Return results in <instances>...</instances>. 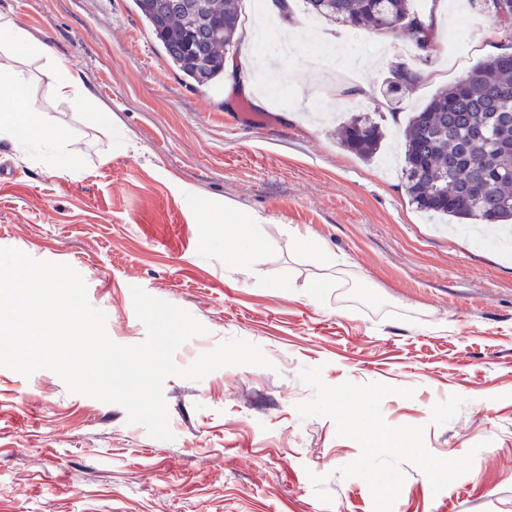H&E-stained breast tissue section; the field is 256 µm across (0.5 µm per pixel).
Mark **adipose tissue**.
<instances>
[{
  "label": "adipose tissue",
  "mask_w": 512,
  "mask_h": 512,
  "mask_svg": "<svg viewBox=\"0 0 512 512\" xmlns=\"http://www.w3.org/2000/svg\"><path fill=\"white\" fill-rule=\"evenodd\" d=\"M34 61L39 62V71L59 103L82 112L93 101L92 93L78 79L44 58L13 16L0 13V137L15 142L36 137L63 158L76 160L82 153L78 143L47 119L35 98L19 92L31 79L28 65Z\"/></svg>",
  "instance_id": "1"
}]
</instances>
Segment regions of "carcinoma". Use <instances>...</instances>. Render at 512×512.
I'll return each mask as SVG.
<instances>
[{
  "label": "carcinoma",
  "instance_id": "1",
  "mask_svg": "<svg viewBox=\"0 0 512 512\" xmlns=\"http://www.w3.org/2000/svg\"><path fill=\"white\" fill-rule=\"evenodd\" d=\"M242 0H134L167 61L194 87L224 80V53L237 43ZM309 12L377 34L400 26L409 45L430 53L433 22L416 15L410 0H304ZM481 10L512 40V0H480ZM385 81L396 97L422 82L421 70L393 65ZM340 145L364 160L380 149L382 123L366 113L337 131ZM412 204L441 220L512 223V52L491 56L469 74L438 89L407 122L401 168Z\"/></svg>",
  "mask_w": 512,
  "mask_h": 512
}]
</instances>
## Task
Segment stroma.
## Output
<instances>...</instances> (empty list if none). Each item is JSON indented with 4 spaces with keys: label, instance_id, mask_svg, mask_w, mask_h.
Instances as JSON below:
<instances>
[{
    "label": "stroma",
    "instance_id": "1",
    "mask_svg": "<svg viewBox=\"0 0 512 512\" xmlns=\"http://www.w3.org/2000/svg\"><path fill=\"white\" fill-rule=\"evenodd\" d=\"M299 49L274 102L232 72L255 55L229 50L221 84L195 89L162 54L132 0H0L95 108L70 111L43 77L27 95L85 148L70 169L32 142L0 138V247L72 266L120 345L144 340L131 289L189 311L207 329L178 365L238 337L271 368L226 367L203 380L167 378L174 440L151 438L125 410L69 393L53 371L0 367V512H373L367 484L341 478L360 454L333 419L300 418L312 391L302 368L331 386L378 382L393 426L425 429L442 458L475 451L441 492L406 467L393 512H512V250L498 225L451 233L409 200L401 175L404 117L440 87L504 48L474 0H411L434 13L435 47L406 49L317 19L293 0ZM258 58V57H255ZM431 73L406 95L400 120L381 95L397 59ZM275 42L258 58L276 80ZM277 115L274 129L237 126L240 101ZM112 114L98 119V105ZM386 113L387 136L366 162L336 141L340 118ZM239 219L243 229L225 231ZM335 259L333 283L298 241ZM251 248L250 273L237 260Z\"/></svg>",
    "mask_w": 512,
    "mask_h": 512
}]
</instances>
